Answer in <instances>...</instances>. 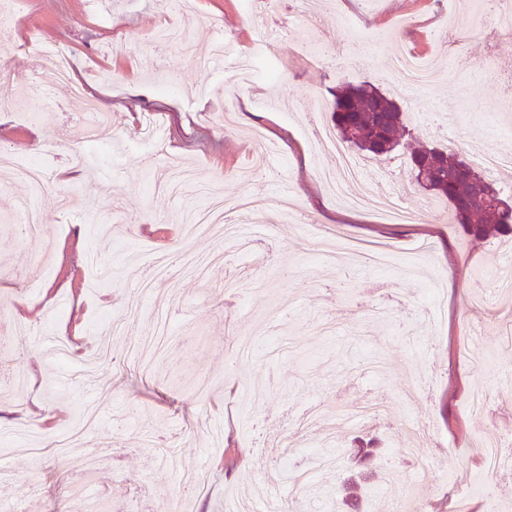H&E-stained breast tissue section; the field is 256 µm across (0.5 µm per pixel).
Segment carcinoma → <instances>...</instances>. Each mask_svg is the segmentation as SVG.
<instances>
[{
	"instance_id": "1",
	"label": "carcinoma",
	"mask_w": 512,
	"mask_h": 512,
	"mask_svg": "<svg viewBox=\"0 0 512 512\" xmlns=\"http://www.w3.org/2000/svg\"><path fill=\"white\" fill-rule=\"evenodd\" d=\"M332 96L334 130L341 141L373 157L401 148L417 184L448 202L454 222L472 240L512 234V208L496 204L502 198L497 182L468 171L450 150L414 146L395 101L367 83L338 86Z\"/></svg>"
}]
</instances>
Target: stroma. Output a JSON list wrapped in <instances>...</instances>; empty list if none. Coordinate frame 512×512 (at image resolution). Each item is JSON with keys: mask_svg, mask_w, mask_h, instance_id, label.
<instances>
[{"mask_svg": "<svg viewBox=\"0 0 512 512\" xmlns=\"http://www.w3.org/2000/svg\"><path fill=\"white\" fill-rule=\"evenodd\" d=\"M254 7L279 36L275 54H258L256 64L280 79L227 88L223 62L199 70L147 36L172 18L199 47L221 39L250 49L257 30L241 0H192L179 15L172 0H0L16 19L0 79L26 81L40 42L67 50L75 71L70 83L42 72L53 100L31 119L19 118L23 102L0 111V165L75 127L91 103L112 129L109 141L72 140L43 157L50 181L37 203L40 243L11 221L25 187L0 192V302L28 329L0 347V365L23 379L0 388V467L13 474L0 500L21 503L24 512H76L82 498L104 501L111 512H160L174 500L189 512H220L226 495L260 504L273 485L288 512H327L325 500H307L280 480L285 458L296 475L346 499L342 512H391V473L412 484L407 508L422 504L426 512L462 506L448 483L451 470L472 486L467 512H484L482 491L499 481L475 448L512 441V294L489 295L480 305L471 295L476 280L498 272L504 247L495 238L472 242L451 223L447 203L410 178L397 152L364 160L363 188L398 187L414 210L433 202L437 220L392 224L336 199L318 178L336 157L312 149L303 107L317 101L318 121L330 123L336 86L369 81L395 94L422 143L468 160L512 149V122L502 113L512 35L489 37L491 16L461 14L459 61L443 46L426 0L371 7L339 0L324 12L308 0H256ZM305 30L333 48L328 62L296 51ZM399 44L435 72L453 73V85L396 93ZM487 60L492 69L484 68ZM229 101L235 114L228 126L222 109ZM146 117L156 131L150 144L138 139ZM77 151L87 157L79 179L68 170ZM260 151L269 155L263 176L242 180ZM175 169L207 182L228 204L246 192L287 198L301 219L231 213L235 223L258 229L250 252L207 280L182 279L184 307L169 305L159 287L133 313L126 297L158 256L232 249L226 239L183 238L177 217L204 199L189 187L156 189L158 173ZM330 226L392 244L393 266L346 282L305 248ZM380 303L391 314L376 321L371 308ZM104 318L127 329L112 337V358L101 362ZM267 322L277 327L280 352L262 346L235 358L233 340ZM478 388L487 404L482 416L468 406ZM368 401L384 412L353 424L340 418ZM87 405L98 422L82 447L29 454L34 442H54ZM404 416L415 424L408 436L393 429ZM328 448L340 456L332 469L317 461ZM186 468L204 472L210 491L187 496L180 483Z\"/></svg>", "mask_w": 512, "mask_h": 512, "instance_id": "1", "label": "stroma"}]
</instances>
